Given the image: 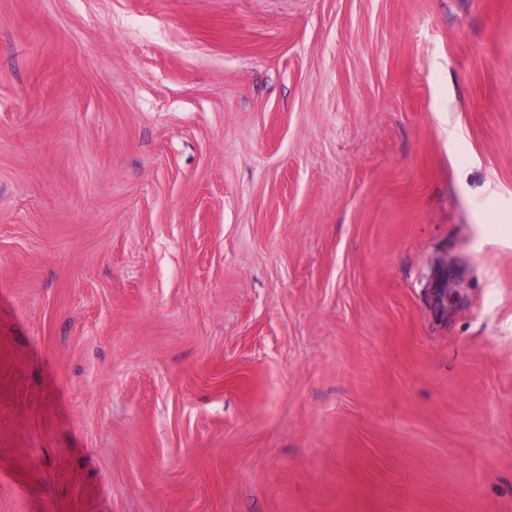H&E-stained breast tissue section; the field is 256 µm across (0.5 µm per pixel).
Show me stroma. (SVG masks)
<instances>
[{
    "instance_id": "stroma-1",
    "label": "stroma",
    "mask_w": 512,
    "mask_h": 512,
    "mask_svg": "<svg viewBox=\"0 0 512 512\" xmlns=\"http://www.w3.org/2000/svg\"><path fill=\"white\" fill-rule=\"evenodd\" d=\"M0 512H512V0H0Z\"/></svg>"
}]
</instances>
